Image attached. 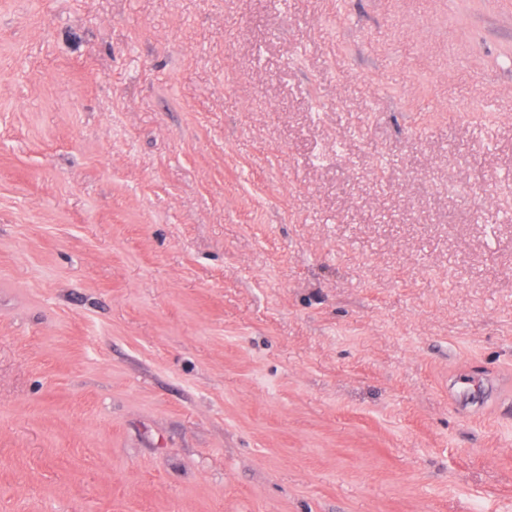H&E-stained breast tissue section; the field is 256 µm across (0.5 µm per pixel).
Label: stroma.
<instances>
[{"mask_svg":"<svg viewBox=\"0 0 512 512\" xmlns=\"http://www.w3.org/2000/svg\"><path fill=\"white\" fill-rule=\"evenodd\" d=\"M492 183L512 0H0V512H512Z\"/></svg>","mask_w":512,"mask_h":512,"instance_id":"1","label":"stroma"}]
</instances>
